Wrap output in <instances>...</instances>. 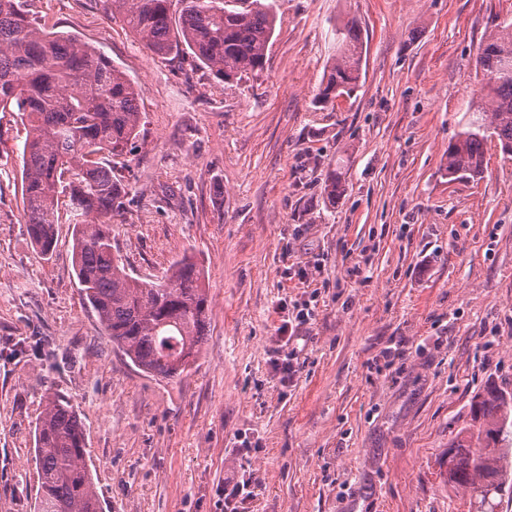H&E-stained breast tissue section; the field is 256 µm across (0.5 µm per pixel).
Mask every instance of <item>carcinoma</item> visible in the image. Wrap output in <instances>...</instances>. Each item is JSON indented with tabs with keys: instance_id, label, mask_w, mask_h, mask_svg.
<instances>
[{
	"instance_id": "carcinoma-1",
	"label": "carcinoma",
	"mask_w": 512,
	"mask_h": 512,
	"mask_svg": "<svg viewBox=\"0 0 512 512\" xmlns=\"http://www.w3.org/2000/svg\"><path fill=\"white\" fill-rule=\"evenodd\" d=\"M112 12L155 56L190 54L229 85L263 70L275 32V0H111ZM336 55L316 103L351 95L362 78L364 40L355 19L338 22ZM481 106L448 144V176L482 172L483 145L512 148V24L480 43ZM19 112L26 130L22 203L28 234L41 254L53 252L60 197L73 224V266L85 300L107 336L142 371L180 380L196 363L207 327L204 265L193 255L162 276L130 275L112 245L127 185L115 163L140 134L134 82L104 54L72 36L50 33L22 0H0V108ZM111 164L104 165V157ZM345 176L330 171L324 193L342 195ZM512 434V392L487 387L470 409V424L448 442V483L466 489L493 512L494 498L512 483L505 437ZM37 512H101L85 464L83 425L70 401L46 397L36 424Z\"/></svg>"
}]
</instances>
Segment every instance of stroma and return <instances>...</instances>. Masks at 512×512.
I'll return each mask as SVG.
<instances>
[{
  "label": "stroma",
  "mask_w": 512,
  "mask_h": 512,
  "mask_svg": "<svg viewBox=\"0 0 512 512\" xmlns=\"http://www.w3.org/2000/svg\"><path fill=\"white\" fill-rule=\"evenodd\" d=\"M23 5L133 80L143 125L114 243L140 277L196 255L210 307L182 380L113 347L78 288L67 206L53 254L30 241L26 132L0 110V512H35L49 394L84 426L102 512H224L232 475L254 490L245 512H479L447 451L479 394L512 392V156L492 139L481 174L446 165L479 101L478 47L512 0H277L263 71L233 86L191 55H150L110 0ZM351 18L364 74L318 106ZM293 306L310 320L290 325Z\"/></svg>",
  "instance_id": "obj_1"
}]
</instances>
